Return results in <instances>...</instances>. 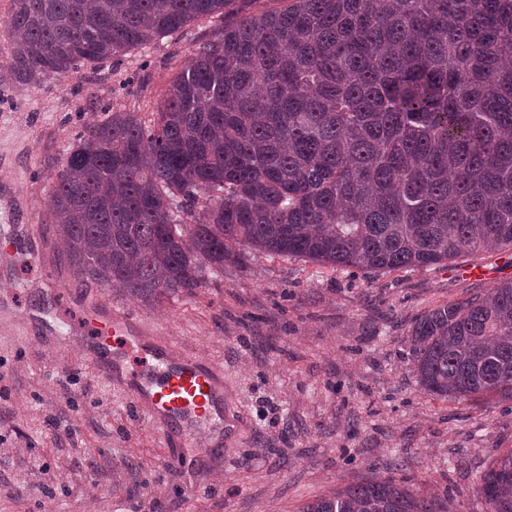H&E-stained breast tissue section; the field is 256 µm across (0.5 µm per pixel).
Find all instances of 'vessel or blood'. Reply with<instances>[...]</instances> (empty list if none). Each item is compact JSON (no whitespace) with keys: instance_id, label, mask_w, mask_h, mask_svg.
I'll return each mask as SVG.
<instances>
[{"instance_id":"1","label":"vessel or blood","mask_w":512,"mask_h":512,"mask_svg":"<svg viewBox=\"0 0 512 512\" xmlns=\"http://www.w3.org/2000/svg\"><path fill=\"white\" fill-rule=\"evenodd\" d=\"M23 253L37 256L41 250L37 241L30 239L28 225L20 224L11 237L0 239V254L13 257ZM88 317L97 327L89 355L99 376L123 389L136 410L164 432L171 448L180 450L179 475L189 477L193 469L192 459L183 450L200 432L211 434L202 455L223 457L224 415L229 403L223 367L185 351L152 344L142 335L141 319L110 300L91 304ZM133 345L150 359L138 372L126 364V350Z\"/></svg>"}]
</instances>
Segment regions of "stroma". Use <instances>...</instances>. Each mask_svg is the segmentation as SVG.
I'll use <instances>...</instances> for the list:
<instances>
[{
    "label": "stroma",
    "instance_id": "35a3bbf8",
    "mask_svg": "<svg viewBox=\"0 0 512 512\" xmlns=\"http://www.w3.org/2000/svg\"><path fill=\"white\" fill-rule=\"evenodd\" d=\"M216 17L30 88L0 70V235L26 224L43 259L0 263V512H301L392 476L453 512H490L478 487L512 450V401L457 403L417 384L407 333L421 313L512 281V249L375 272L243 249L203 287L145 302L76 277L49 195L78 134L104 112L150 120ZM497 269L492 281L463 269ZM111 298L151 341L224 368L233 393L224 456L185 484L160 432L96 374L86 309ZM47 320L36 335L25 315ZM75 336L59 345L58 337Z\"/></svg>",
    "mask_w": 512,
    "mask_h": 512
}]
</instances>
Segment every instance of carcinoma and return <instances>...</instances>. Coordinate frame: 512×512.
Listing matches in <instances>:
<instances>
[{
    "instance_id": "obj_1",
    "label": "carcinoma",
    "mask_w": 512,
    "mask_h": 512,
    "mask_svg": "<svg viewBox=\"0 0 512 512\" xmlns=\"http://www.w3.org/2000/svg\"><path fill=\"white\" fill-rule=\"evenodd\" d=\"M12 0L0 66L36 88L203 17L221 32L146 123L112 111L51 191L77 277L152 300L269 255L394 271L512 249V0ZM417 383L512 400V282L420 314ZM479 492L512 512V451ZM303 512H450L392 478Z\"/></svg>"
}]
</instances>
